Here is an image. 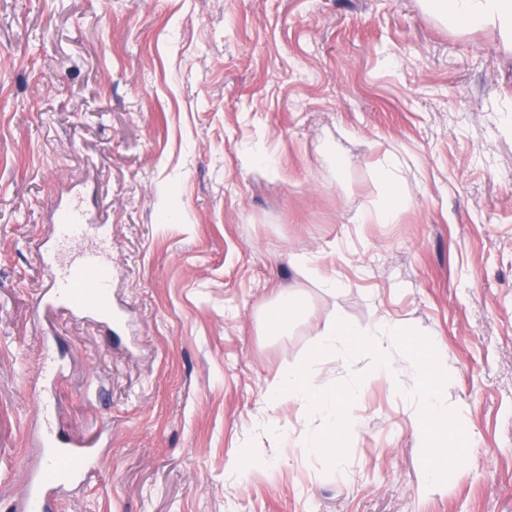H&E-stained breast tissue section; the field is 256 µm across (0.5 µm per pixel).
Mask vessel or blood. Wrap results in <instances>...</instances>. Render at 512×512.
Returning a JSON list of instances; mask_svg holds the SVG:
<instances>
[{
  "label": "vessel or blood",
  "mask_w": 512,
  "mask_h": 512,
  "mask_svg": "<svg viewBox=\"0 0 512 512\" xmlns=\"http://www.w3.org/2000/svg\"><path fill=\"white\" fill-rule=\"evenodd\" d=\"M64 212L66 224L79 225L80 230L60 233L51 247L41 253L50 284L39 295L37 306L101 316L103 307L112 303V267L108 261L112 240L105 236L95 244H86L91 219L79 201H71ZM40 408L46 417L42 435L46 453L41 467L27 474L23 497L17 505L19 512H50L55 494L80 486L98 467L88 442L76 439L67 448H60V439L49 419L50 399L41 398Z\"/></svg>",
  "instance_id": "b4317fda"
}]
</instances>
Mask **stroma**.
Segmentation results:
<instances>
[{"mask_svg":"<svg viewBox=\"0 0 512 512\" xmlns=\"http://www.w3.org/2000/svg\"><path fill=\"white\" fill-rule=\"evenodd\" d=\"M390 160L408 205L382 224ZM61 198L112 237L111 323L35 309ZM281 289L302 303L285 335L264 324ZM336 318L446 351L474 463L427 483L414 385L363 355L316 379L361 377L346 459L304 448L319 419L269 411L267 384ZM47 356L60 379L39 375ZM39 387L101 457L59 512H512L497 30L448 29L425 0H0V512L38 453ZM246 448L256 466L233 468Z\"/></svg>","mask_w":512,"mask_h":512,"instance_id":"obj_1","label":"stroma"}]
</instances>
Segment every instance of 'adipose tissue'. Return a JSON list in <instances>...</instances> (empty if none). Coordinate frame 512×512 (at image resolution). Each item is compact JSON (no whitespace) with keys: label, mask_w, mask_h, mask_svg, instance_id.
I'll use <instances>...</instances> for the list:
<instances>
[{"label":"adipose tissue","mask_w":512,"mask_h":512,"mask_svg":"<svg viewBox=\"0 0 512 512\" xmlns=\"http://www.w3.org/2000/svg\"><path fill=\"white\" fill-rule=\"evenodd\" d=\"M432 11L454 29L492 28L512 50V0H428Z\"/></svg>","instance_id":"1"}]
</instances>
